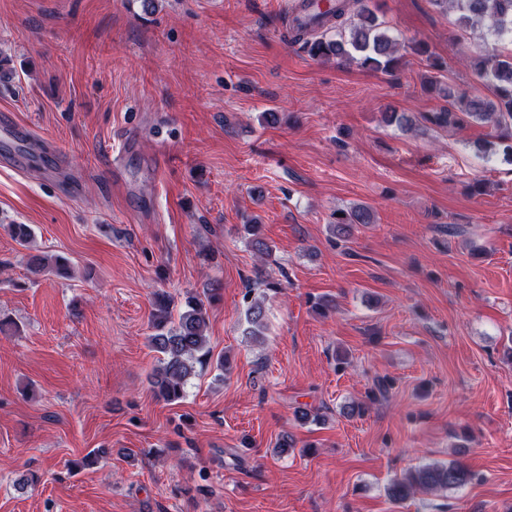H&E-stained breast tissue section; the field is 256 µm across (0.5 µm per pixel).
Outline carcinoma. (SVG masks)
<instances>
[{"mask_svg":"<svg viewBox=\"0 0 512 512\" xmlns=\"http://www.w3.org/2000/svg\"><path fill=\"white\" fill-rule=\"evenodd\" d=\"M309 13L302 19L291 20L293 42L317 61L334 60L338 64L355 63L358 66L385 74L395 73L401 65L398 56L400 43L387 34L383 23L366 5L365 0H337L334 5L322 6L320 0H306ZM442 10L456 14L461 28H481L482 37L494 46L482 54L475 63L479 77L489 81L493 97L470 96L441 80L445 63L422 42L407 44L411 51L426 61L429 74L424 82L427 92H435L448 101L449 108L421 114L423 122L439 128L462 127L470 122L486 125L488 136L505 139L512 130V0H430ZM332 216L329 231L339 241L349 240L354 231L372 223V212L365 205L338 210ZM252 236V249L258 257L270 255L268 244L259 237L260 225L249 221L244 224ZM67 261L58 255L33 257V274L62 275ZM253 288H246L247 302L243 335L254 343L265 340V299L251 298ZM156 309L150 317L152 334L149 345L161 358L154 369L150 384L157 399L167 403L182 399L189 379L196 369L213 365L225 370L223 357L213 358L207 336L208 314L204 301L197 295L186 298V308L172 321L167 294L155 293ZM474 473L464 464L452 461L446 465L423 464L394 479L388 495L394 501H404L418 492L438 493L466 486Z\"/></svg>","mask_w":512,"mask_h":512,"instance_id":"carcinoma-1","label":"carcinoma"}]
</instances>
